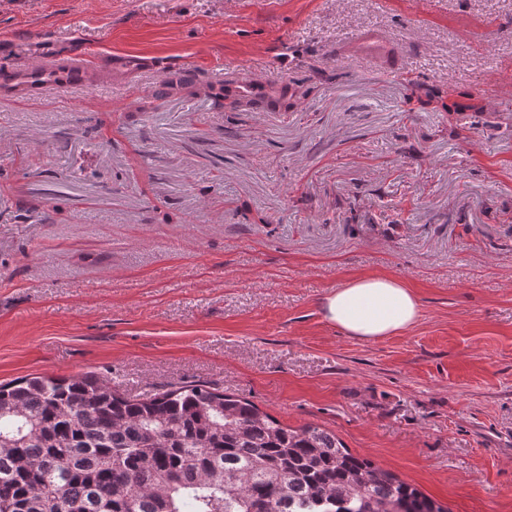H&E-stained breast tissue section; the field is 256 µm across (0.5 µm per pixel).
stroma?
Masks as SVG:
<instances>
[{"mask_svg": "<svg viewBox=\"0 0 512 512\" xmlns=\"http://www.w3.org/2000/svg\"><path fill=\"white\" fill-rule=\"evenodd\" d=\"M88 43L199 91L0 102V383H200L512 512V0H0V62ZM244 77L287 109L222 101ZM379 273L415 326L327 322ZM323 310L336 329L364 341L404 332L421 317V305L414 290L385 275L349 280L326 297Z\"/></svg>", "mask_w": 512, "mask_h": 512, "instance_id": "35a3bbf8", "label": "stroma"}]
</instances>
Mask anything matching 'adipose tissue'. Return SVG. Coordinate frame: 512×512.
Returning <instances> with one entry per match:
<instances>
[{"label": "adipose tissue", "mask_w": 512, "mask_h": 512, "mask_svg": "<svg viewBox=\"0 0 512 512\" xmlns=\"http://www.w3.org/2000/svg\"><path fill=\"white\" fill-rule=\"evenodd\" d=\"M323 310L336 329L364 341L404 332L421 317L414 290L385 275L349 280L326 297Z\"/></svg>", "instance_id": "obj_1"}]
</instances>
